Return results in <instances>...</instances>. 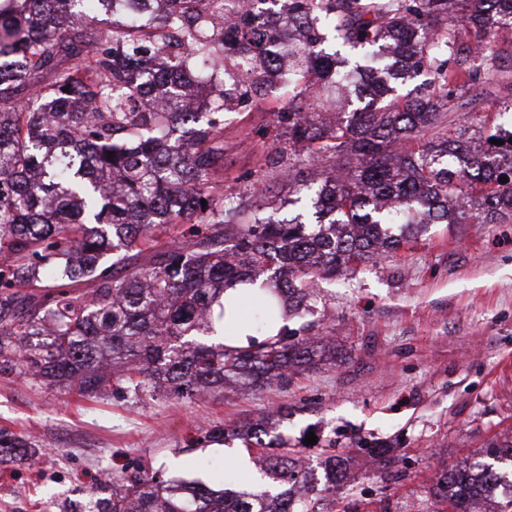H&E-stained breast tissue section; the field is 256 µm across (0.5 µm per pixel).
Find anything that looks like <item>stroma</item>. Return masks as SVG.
I'll use <instances>...</instances> for the list:
<instances>
[{
  "label": "stroma",
  "mask_w": 512,
  "mask_h": 512,
  "mask_svg": "<svg viewBox=\"0 0 512 512\" xmlns=\"http://www.w3.org/2000/svg\"><path fill=\"white\" fill-rule=\"evenodd\" d=\"M269 97L224 128V182L243 196L286 197L287 181L254 184L240 141L266 125ZM316 333L331 357L284 384L201 400L138 399L0 374V435L27 444L0 462V512H102L129 462L189 478L254 470L243 440L215 428L258 423L284 406L280 430L303 468L335 440L345 479L336 512H427L422 490L447 471L512 443V222L436 225L430 237L320 283ZM316 444H305L307 433Z\"/></svg>",
  "instance_id": "obj_1"
}]
</instances>
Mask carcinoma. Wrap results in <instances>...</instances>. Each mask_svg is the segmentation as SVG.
Returning <instances> with one entry per match:
<instances>
[{
  "label": "carcinoma",
  "instance_id": "1",
  "mask_svg": "<svg viewBox=\"0 0 512 512\" xmlns=\"http://www.w3.org/2000/svg\"><path fill=\"white\" fill-rule=\"evenodd\" d=\"M208 2L0 0V373L81 394L262 388L321 352L312 325L288 328L313 312L316 280L435 224L512 221V131L486 110H512L493 47L512 0H245L228 32ZM271 95L259 172L295 185L272 207L224 186V125ZM488 128L504 144L477 145ZM237 284L245 346L229 345ZM235 434L256 481L216 489L130 463L105 512H333L336 441L319 483L263 425L207 432ZM482 467L424 494L492 512L472 506L496 491Z\"/></svg>",
  "mask_w": 512,
  "mask_h": 512
}]
</instances>
